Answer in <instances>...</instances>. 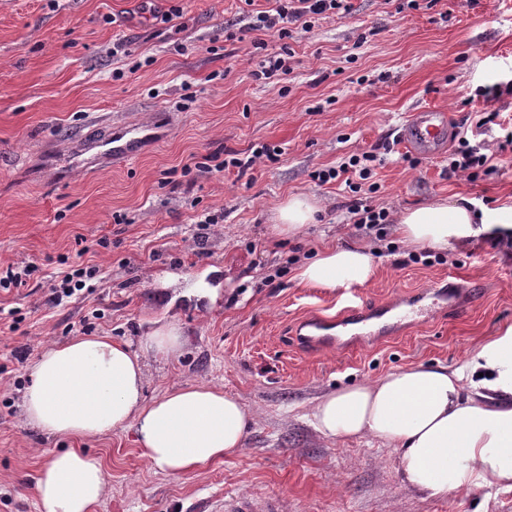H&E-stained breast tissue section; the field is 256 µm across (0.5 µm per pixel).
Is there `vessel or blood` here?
<instances>
[{"instance_id": "vessel-or-blood-1", "label": "vessel or blood", "mask_w": 512, "mask_h": 512, "mask_svg": "<svg viewBox=\"0 0 512 512\" xmlns=\"http://www.w3.org/2000/svg\"><path fill=\"white\" fill-rule=\"evenodd\" d=\"M448 134L447 114L428 109L412 114L401 139L409 149L426 154L438 151L447 141ZM153 137V129L149 126L113 130L100 156L112 162L129 160L138 156L141 146ZM457 295L458 285L451 282L433 289L426 296L417 294L406 300L348 308L337 315L336 323L352 328L350 344L372 342L379 336L434 319L444 309H459Z\"/></svg>"}]
</instances>
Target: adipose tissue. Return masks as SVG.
Here are the masks:
<instances>
[{
	"instance_id": "1",
	"label": "adipose tissue",
	"mask_w": 512,
	"mask_h": 512,
	"mask_svg": "<svg viewBox=\"0 0 512 512\" xmlns=\"http://www.w3.org/2000/svg\"><path fill=\"white\" fill-rule=\"evenodd\" d=\"M318 200L293 195L276 211L280 233L292 235L319 213ZM479 217L460 197L407 208L397 231L410 247L445 250L511 229ZM377 265L363 246L330 247L300 265L307 288L333 290L372 280ZM184 332L159 323L140 351L111 336H77L44 350L31 367L24 424L59 438H93L133 429L142 457L158 472L180 476L238 454L254 417L218 387L190 384L144 397L145 356L179 352ZM309 421L329 439L370 438L398 451L406 488L426 498L496 486L512 489V326L478 344L449 368L417 366L329 392ZM107 491L98 456L70 448L49 457L39 472V512H90Z\"/></svg>"
}]
</instances>
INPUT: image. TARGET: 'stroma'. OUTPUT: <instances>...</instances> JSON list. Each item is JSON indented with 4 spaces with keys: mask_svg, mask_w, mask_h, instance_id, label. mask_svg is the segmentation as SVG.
Segmentation results:
<instances>
[{
    "mask_svg": "<svg viewBox=\"0 0 512 512\" xmlns=\"http://www.w3.org/2000/svg\"><path fill=\"white\" fill-rule=\"evenodd\" d=\"M295 31L285 76L254 80L253 29L267 0H0V271L39 267L27 287L0 289V512H37L36 478L63 441L25 427L30 368L47 347L83 331L140 344L155 320L178 321L180 356L146 361L144 395L194 383L218 386L254 415L243 450L174 477L141 457L133 429L83 446L104 465L108 489L92 512H213L215 500L277 501L279 512H512V490L485 487L426 499L402 484L399 453L366 438L329 440L306 415L322 394L419 365L462 364L475 345L512 326V246L506 239L432 252L414 263L393 227L373 241L353 225L355 193L314 174L370 151L380 189L367 202L389 215L462 194L491 220L512 216V161L469 182L449 174L448 149L405 161L400 132L411 113H448L454 132L478 111L512 126V96L485 102L480 86L512 80V0H351ZM182 15L171 22V7ZM161 123L132 160L96 165L77 136L99 126ZM244 172L204 173L230 151ZM324 203L317 223L280 234L275 209L288 196ZM218 216L215 224L205 223ZM85 245H77V238ZM107 238V247L98 239ZM375 245L379 268L363 285L333 291L298 284L297 267L323 246ZM70 265L100 269L86 301L47 304L46 284ZM219 287L189 303L161 288ZM464 284L465 313L444 312L378 342L313 352L292 340L315 315ZM25 319L11 328L9 310ZM226 155H227V158L225 157L221 161H219L218 155L207 157L206 158L207 161L216 162V163L213 165H209L207 163H202V165H198V168H202L204 170L199 169V171L212 172L213 170H215L217 172H223L226 170H230V167L239 168V170H240L242 168L249 167L250 165H253L254 164L253 160L256 161L257 158H261V156H263L264 154L256 153L255 155H253L251 157L252 159L249 158L246 161H243L242 159L235 157L236 154L227 153ZM205 170H207V171H205ZM239 170H238V172H239Z\"/></svg>",
    "mask_w": 512,
    "mask_h": 512,
    "instance_id": "obj_1",
    "label": "stroma"
}]
</instances>
